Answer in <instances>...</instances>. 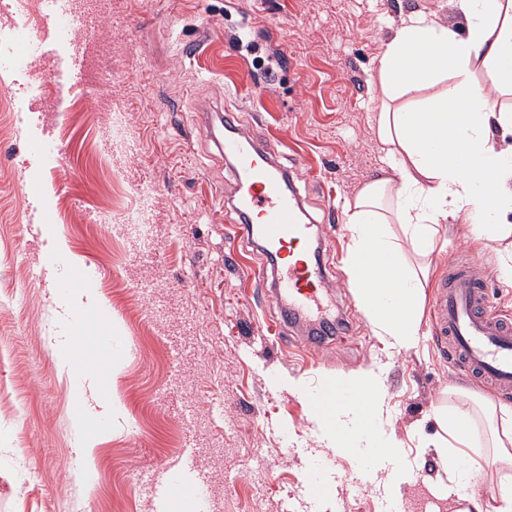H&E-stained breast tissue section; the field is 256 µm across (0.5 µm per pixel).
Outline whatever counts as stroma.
I'll return each mask as SVG.
<instances>
[{"label": "stroma", "instance_id": "obj_1", "mask_svg": "<svg viewBox=\"0 0 512 512\" xmlns=\"http://www.w3.org/2000/svg\"><path fill=\"white\" fill-rule=\"evenodd\" d=\"M93 32L83 86L60 93L41 57L4 73L12 105L0 131V512H155L148 478L199 445L221 512H455L429 488L443 470L430 444L436 409H469L486 390L436 349L430 315L404 351L374 335L347 282L346 222L330 224L380 165L372 129L382 45L401 14L421 11L464 30L450 0H90ZM286 46L296 67L281 63ZM236 105L244 129L267 138L319 221L328 301L348 320L334 340L288 349L266 330L280 319L250 269L264 255L224 222L233 167L216 151L199 111ZM127 113L129 157L118 177L101 107ZM48 135L60 158L39 174L51 236L26 223L21 172L31 137ZM152 186L140 238L111 221L113 193L128 210L133 189ZM444 249L425 258V289L449 265L478 260L492 301L512 317V284L497 273V242L474 235L466 216L441 226ZM99 271L59 296L40 273L57 253ZM105 307L101 325L85 316ZM78 349L98 366L91 379L60 371L57 353ZM373 369L384 387L376 438L397 444L392 464L331 447L306 402L308 384ZM498 417L476 416L470 469L494 476L490 440ZM331 463L320 497L306 493L317 458Z\"/></svg>", "mask_w": 512, "mask_h": 512}]
</instances>
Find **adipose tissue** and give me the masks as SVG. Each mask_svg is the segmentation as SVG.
Instances as JSON below:
<instances>
[{"mask_svg":"<svg viewBox=\"0 0 512 512\" xmlns=\"http://www.w3.org/2000/svg\"><path fill=\"white\" fill-rule=\"evenodd\" d=\"M464 33L421 12L402 16L383 45L378 69L381 104L373 132L383 151L377 175L345 204L351 245L348 284L376 336L398 350L420 341L424 288L408 254L433 255L440 227L466 214L478 233L501 242L498 272L512 280V0H453ZM489 84L475 78L477 67ZM367 393L368 416L353 409L330 417L337 432L372 436L364 419L380 414L381 388L370 370L352 373ZM503 438L493 461L507 472L493 480L466 466L471 444L467 410H437L445 432L435 451L456 487L458 512H512V406L497 407Z\"/></svg>","mask_w":512,"mask_h":512,"instance_id":"1","label":"adipose tissue"}]
</instances>
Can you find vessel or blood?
<instances>
[{
  "label": "vessel or blood",
  "instance_id": "vessel-or-blood-1",
  "mask_svg": "<svg viewBox=\"0 0 512 512\" xmlns=\"http://www.w3.org/2000/svg\"><path fill=\"white\" fill-rule=\"evenodd\" d=\"M77 0H44L45 28L55 43L65 46L64 55L49 60L47 72L62 87L81 81L83 60L72 49V21ZM208 129L223 126V135L213 142L233 164L235 183L231 191V223L248 238L261 242L273 262L274 277L265 269L254 272L257 283H270L274 299L285 312L284 322L269 325L267 331L280 335L285 322H300L319 315L326 286V273L311 262L308 249L314 222L301 204L292 176L282 166L267 141L244 132L233 110L219 117L203 113ZM56 284L70 288L97 277L90 263L72 264L62 257L50 264ZM434 341L472 378L494 392L512 390V322L493 314L488 306L482 270L472 263L449 267L437 285L432 300ZM313 406L330 413L345 408L351 387L345 379L309 392ZM158 512H172L182 505L186 512H211L213 505L207 481L196 455L182 466L166 471L155 495Z\"/></svg>",
  "mask_w": 512,
  "mask_h": 512
}]
</instances>
